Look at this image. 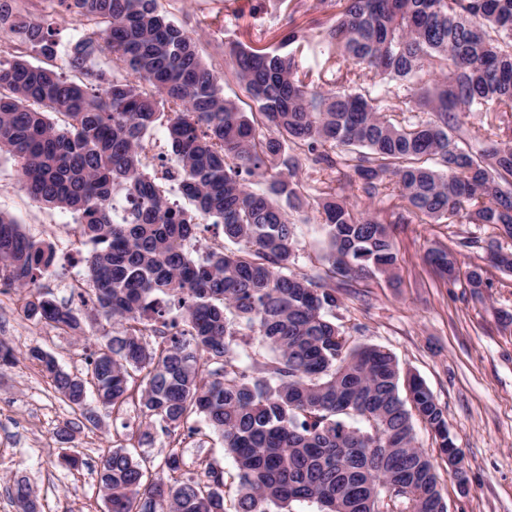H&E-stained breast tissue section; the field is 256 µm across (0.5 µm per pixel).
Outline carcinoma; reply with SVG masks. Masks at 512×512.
<instances>
[{
  "label": "carcinoma",
  "instance_id": "cac0c4a2",
  "mask_svg": "<svg viewBox=\"0 0 512 512\" xmlns=\"http://www.w3.org/2000/svg\"><path fill=\"white\" fill-rule=\"evenodd\" d=\"M56 2L100 25L98 38H79L66 53L84 79L22 54L0 60V155L34 200L79 215L80 235L93 244L80 299L114 330L98 338L89 381L38 347L28 356L82 412L90 390L103 406H122L138 373L142 414L163 431L202 417L236 464L233 512H288L306 500L321 512H439L438 475L416 446L414 421L446 453L455 444L444 410L392 353L350 347L331 320L338 299L328 280L394 278L393 233L381 211H358L343 195L309 202L299 171L304 161L334 169L369 199L391 191L396 224L412 216L489 224L511 238L512 0H319L332 11L322 42L337 65L333 89L320 91L300 66L308 37L293 25L277 47L224 48L239 103L224 97L199 37L157 0ZM0 31L45 60L57 54L52 26L19 19L11 0H0ZM100 55L126 75L92 69ZM392 82L403 90L396 104L386 95ZM389 112L430 116L403 125ZM467 112L486 121L468 129ZM163 116L186 207L147 173L146 140ZM309 206L325 231L323 276L291 269L293 214ZM201 217L223 225L233 247L193 258L187 245ZM427 261L457 278L448 250H430ZM56 262L53 244L0 212L1 279L34 288ZM172 307L184 328L157 350L148 331ZM22 310L46 327L81 331L71 307L39 291ZM252 337L272 352L262 376L253 356L233 357ZM165 466L167 477L149 481L128 448L110 449L99 467L106 507L227 512L223 468L191 470L178 448ZM12 499L21 512H39L23 478Z\"/></svg>",
  "mask_w": 512,
  "mask_h": 512
}]
</instances>
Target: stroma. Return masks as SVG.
I'll return each instance as SVG.
<instances>
[{"mask_svg": "<svg viewBox=\"0 0 512 512\" xmlns=\"http://www.w3.org/2000/svg\"><path fill=\"white\" fill-rule=\"evenodd\" d=\"M318 0H157L160 10L175 22L201 35L200 52L215 71L224 69V47L250 34L270 41L284 35L289 24L304 27L310 40L300 62L316 72L329 67L321 47V32L330 15L317 9ZM0 211L14 217L36 240L53 243L58 262L39 281L41 291L60 303L78 302L84 287L85 258L91 249L83 243H65V231L76 214L34 201L18 183L12 161H0ZM298 241L294 269L321 274L325 234L317 221L296 223ZM399 283L385 277L368 281L331 280L342 325L351 346L375 345L390 351L402 371L419 376L444 410L448 429L464 455L466 486L447 477L431 431L416 424L418 447L424 448L442 470V493L450 512H512V273L493 266L491 247L512 251V240L500 237L487 224L398 225L395 232ZM450 250L462 268H481L487 283L473 294L464 280L442 279L424 260L431 248ZM27 289H13L0 301V342L19 354L16 365L0 368V512H15L9 488L15 478H26L38 495L43 512H107L98 489L101 457L123 428H138L145 418L137 397L125 406L106 409L90 405L92 420L61 442L56 432L73 417L69 403L57 392L38 362L26 359L29 347L52 354L67 373L87 377L88 360L103 329L89 309L80 308L81 335L35 324L17 313ZM195 434H166L151 429L147 443L130 440L151 474L161 473L172 448L182 449L193 469L213 463L227 476L236 473L225 454L222 439L203 420L190 417ZM75 454L78 469L59 464L62 454Z\"/></svg>", "mask_w": 512, "mask_h": 512, "instance_id": "35a3bbf8", "label": "stroma"}]
</instances>
